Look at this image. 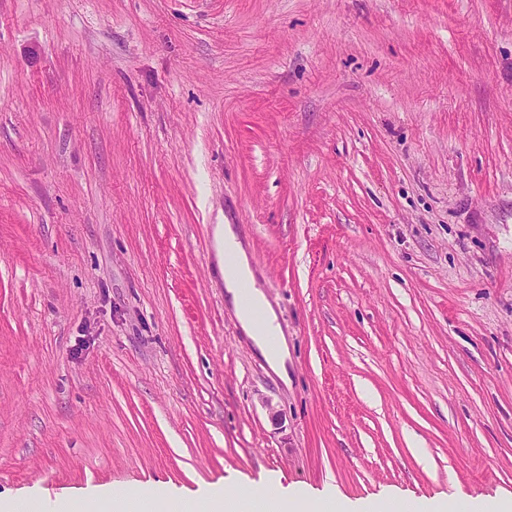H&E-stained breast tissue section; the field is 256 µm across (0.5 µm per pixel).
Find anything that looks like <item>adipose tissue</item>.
<instances>
[{"mask_svg":"<svg viewBox=\"0 0 512 512\" xmlns=\"http://www.w3.org/2000/svg\"><path fill=\"white\" fill-rule=\"evenodd\" d=\"M215 256L226 296L242 332L280 376L288 375V342L278 316L263 291L255 287L248 254L229 224L213 227ZM439 497L408 498L386 487L378 494L352 501L334 485L315 492L274 482L272 489H246L238 495L224 492L223 483H210L194 491H179L150 484L115 493L111 486L76 488L60 495L56 512H447Z\"/></svg>","mask_w":512,"mask_h":512,"instance_id":"ef3b65f1","label":"adipose tissue"}]
</instances>
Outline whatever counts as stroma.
<instances>
[{"label":"stroma","instance_id":"1","mask_svg":"<svg viewBox=\"0 0 512 512\" xmlns=\"http://www.w3.org/2000/svg\"><path fill=\"white\" fill-rule=\"evenodd\" d=\"M262 475L512 492V0H0V498ZM233 224L213 227L215 256L223 276L227 299L235 310L242 332L258 349L270 367L288 380V342L282 334L278 316L263 291L256 286L248 254L235 232ZM250 285L248 300L242 285ZM261 314V321L255 313Z\"/></svg>","mask_w":512,"mask_h":512}]
</instances>
